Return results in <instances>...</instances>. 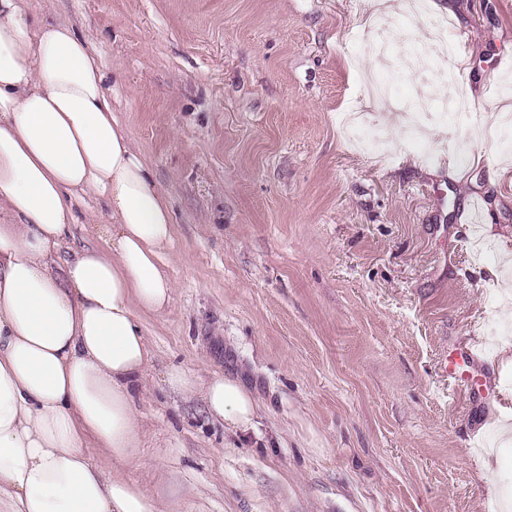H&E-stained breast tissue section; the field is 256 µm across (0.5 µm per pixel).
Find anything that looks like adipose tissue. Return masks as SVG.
<instances>
[{
    "label": "adipose tissue",
    "instance_id": "ef3b65f1",
    "mask_svg": "<svg viewBox=\"0 0 512 512\" xmlns=\"http://www.w3.org/2000/svg\"><path fill=\"white\" fill-rule=\"evenodd\" d=\"M104 83L70 25L0 0V512H158L122 469L151 360L139 317L173 300L174 226ZM86 190L107 208L100 243L55 269ZM204 400L228 428L252 427L238 380L213 374Z\"/></svg>",
    "mask_w": 512,
    "mask_h": 512
}]
</instances>
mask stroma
<instances>
[{
    "mask_svg": "<svg viewBox=\"0 0 512 512\" xmlns=\"http://www.w3.org/2000/svg\"><path fill=\"white\" fill-rule=\"evenodd\" d=\"M30 7L88 42L173 213L125 476L160 512H512V0ZM215 372L249 431L209 415ZM204 400L210 415L228 428L247 430L253 426L257 402L238 380L214 373L205 388Z\"/></svg>",
    "mask_w": 512,
    "mask_h": 512,
    "instance_id": "35a3bbf8",
    "label": "stroma"
}]
</instances>
